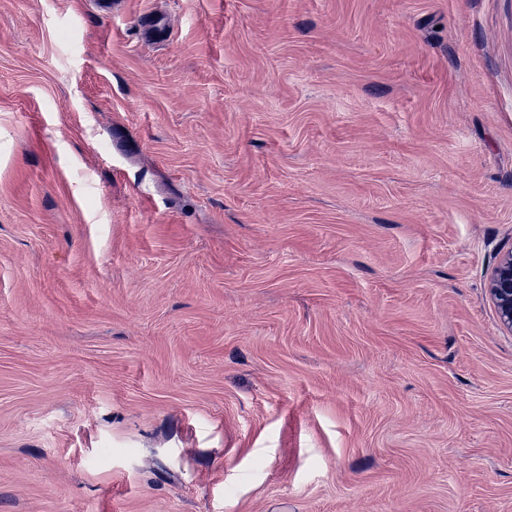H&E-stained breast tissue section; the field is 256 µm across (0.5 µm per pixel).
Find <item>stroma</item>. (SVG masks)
Returning <instances> with one entry per match:
<instances>
[{
  "label": "stroma",
  "instance_id": "obj_1",
  "mask_svg": "<svg viewBox=\"0 0 512 512\" xmlns=\"http://www.w3.org/2000/svg\"><path fill=\"white\" fill-rule=\"evenodd\" d=\"M111 3L0 0V512H512V0ZM501 325L512 332V251L504 254L487 286Z\"/></svg>",
  "mask_w": 512,
  "mask_h": 512
}]
</instances>
